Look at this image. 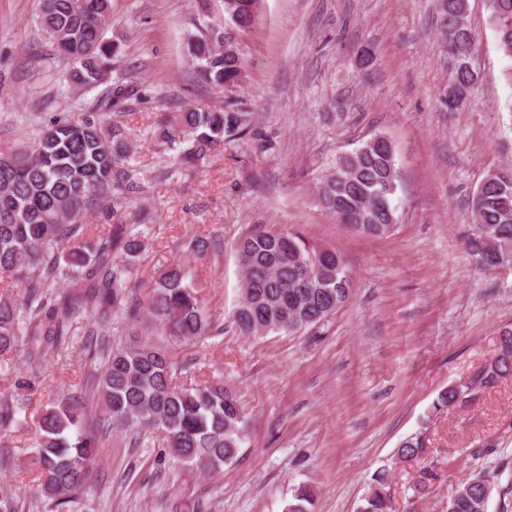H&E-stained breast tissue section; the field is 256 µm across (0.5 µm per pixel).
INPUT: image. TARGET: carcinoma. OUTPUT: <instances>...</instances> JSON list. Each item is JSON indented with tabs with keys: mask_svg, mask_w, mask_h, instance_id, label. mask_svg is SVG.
<instances>
[{
	"mask_svg": "<svg viewBox=\"0 0 512 512\" xmlns=\"http://www.w3.org/2000/svg\"><path fill=\"white\" fill-rule=\"evenodd\" d=\"M500 48L512 55V0H488ZM224 15L241 30L252 26L259 0H223ZM443 33L448 37V68L458 99L468 100L478 73L471 59L475 36L468 25V0H439ZM43 31L69 64L76 91H89L109 81L117 46L106 39L112 27V0H40ZM222 29L187 34L189 56L197 75L224 85L241 73L238 51L225 48ZM132 90L117 79L97 99L98 109H123ZM248 133L241 112L188 108L164 119L160 137L180 146L165 174L195 169L225 140ZM125 128L114 123L107 133L101 122L82 113L42 126L24 147L0 148V272L20 282L17 294L0 293V362H8L26 346L30 371L14 388L20 397L0 400V429L20 424L28 398L40 385L37 370L45 359L68 348L83 330L87 342L106 335L112 311L134 326L149 315L157 328L185 341L210 335L206 303L191 272L176 264L160 274L145 300L135 279L142 242L130 224H112L106 232L83 223L86 212L105 203L123 207L140 189ZM398 172L394 150L365 141L342 156L336 169L318 186L322 207L341 224H358L357 233L383 236L395 224L392 196ZM471 198L472 233L465 251L480 271L512 265V167L493 170ZM75 242L67 252L65 242ZM244 282L233 317L244 335L293 332L315 326L336 313L350 291V279L339 252L310 243L299 231L260 224L237 244ZM66 277L68 285L57 287ZM502 357L483 366L468 382L441 391L431 413L463 402L475 390L512 374V329L501 334ZM94 356L101 374H89L80 391L50 401L38 412L40 433L34 448L38 498L53 512H69L68 504L92 487V466L105 445L106 431L87 427L90 392L110 424L160 435L171 454L201 474L216 473L232 463L246 439L244 409L235 393L216 380L185 386L176 383L174 358L164 349L132 340L114 348L102 341ZM424 438L402 441L397 456L420 461ZM462 480L449 512H481L477 477ZM387 472L378 473L361 512H386ZM288 512H309L314 493L307 486L294 493Z\"/></svg>",
	"mask_w": 512,
	"mask_h": 512,
	"instance_id": "1",
	"label": "carcinoma"
}]
</instances>
